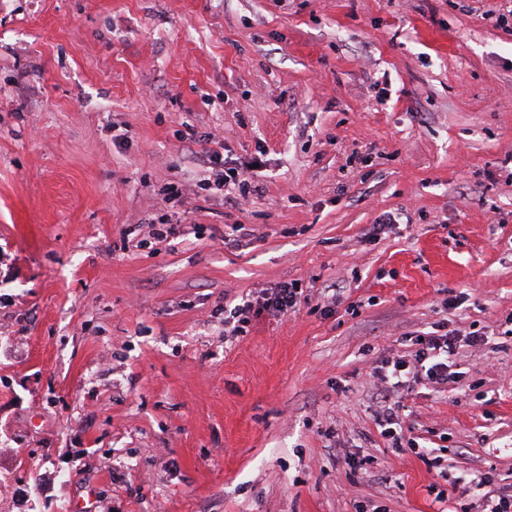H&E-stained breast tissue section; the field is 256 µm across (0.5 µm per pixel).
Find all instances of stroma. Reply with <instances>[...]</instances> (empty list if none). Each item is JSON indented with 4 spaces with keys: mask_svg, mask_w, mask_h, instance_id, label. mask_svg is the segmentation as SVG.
I'll return each instance as SVG.
<instances>
[{
    "mask_svg": "<svg viewBox=\"0 0 512 512\" xmlns=\"http://www.w3.org/2000/svg\"><path fill=\"white\" fill-rule=\"evenodd\" d=\"M510 9L0 0V512H481L441 470L512 487ZM211 136L265 147L258 193L201 189ZM170 182L188 221L149 238ZM292 281L312 303L225 337ZM436 330L491 341L404 393L427 459L380 436L370 372ZM304 291L301 284L297 282L284 283L278 288H265L258 292L251 299L236 304L229 311V316L224 317V326L233 322L227 332L230 335L238 336L246 332V326L251 322V317H257L261 312H267L272 316H284L294 309L300 301Z\"/></svg>",
    "mask_w": 512,
    "mask_h": 512,
    "instance_id": "1",
    "label": "stroma"
}]
</instances>
